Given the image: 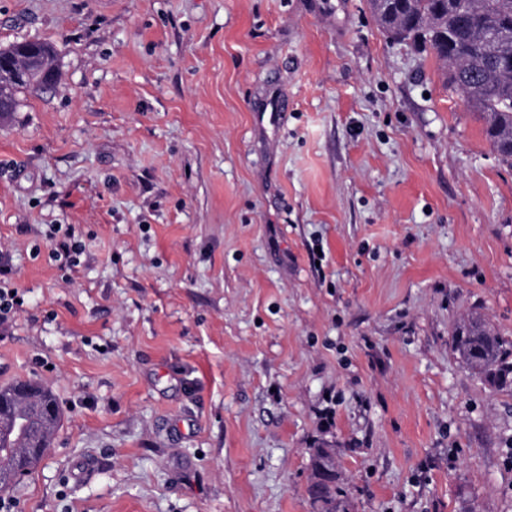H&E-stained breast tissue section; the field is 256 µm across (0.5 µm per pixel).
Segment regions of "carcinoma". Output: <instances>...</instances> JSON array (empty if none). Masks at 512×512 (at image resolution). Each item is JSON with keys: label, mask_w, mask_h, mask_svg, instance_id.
I'll list each match as a JSON object with an SVG mask.
<instances>
[{"label": "carcinoma", "mask_w": 512, "mask_h": 512, "mask_svg": "<svg viewBox=\"0 0 512 512\" xmlns=\"http://www.w3.org/2000/svg\"><path fill=\"white\" fill-rule=\"evenodd\" d=\"M378 25L411 39L436 56L448 87L485 124L502 163L512 167V0H368ZM56 48L42 41L0 49V102L15 106L14 93L38 91L59 78ZM450 348L492 392L512 393V339L478 315L462 316ZM0 489L28 474L49 452L61 421L56 399L37 382L0 387ZM319 449H311L307 487L318 512H338L343 489L337 468L317 479Z\"/></svg>", "instance_id": "cac0c4a2"}]
</instances>
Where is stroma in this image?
Returning a JSON list of instances; mask_svg holds the SVG:
<instances>
[{"mask_svg": "<svg viewBox=\"0 0 512 512\" xmlns=\"http://www.w3.org/2000/svg\"><path fill=\"white\" fill-rule=\"evenodd\" d=\"M28 40L59 80L0 112V387L61 423L15 512H315V448L346 512H512V394L449 347L512 338V167L432 53L367 0H0ZM51 255L61 263L62 267L72 268L78 264L77 257L83 250V244L75 238L72 228L66 232L63 240H57L55 236H50ZM10 271L11 269L2 265L0 261V327L9 324L13 320L23 301L18 288L2 286V283L5 284V281H2V276H7ZM16 299H19V302H16Z\"/></svg>", "mask_w": 512, "mask_h": 512, "instance_id": "1", "label": "stroma"}]
</instances>
